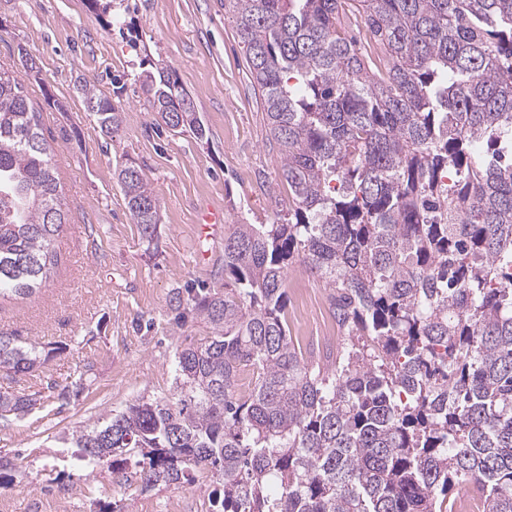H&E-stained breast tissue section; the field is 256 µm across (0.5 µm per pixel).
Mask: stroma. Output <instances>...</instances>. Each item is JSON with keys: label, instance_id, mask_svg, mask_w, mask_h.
<instances>
[{"label": "stroma", "instance_id": "35a3bbf8", "mask_svg": "<svg viewBox=\"0 0 512 512\" xmlns=\"http://www.w3.org/2000/svg\"><path fill=\"white\" fill-rule=\"evenodd\" d=\"M118 11L122 21L112 25L94 0H0V64L19 65L24 56L35 64L22 80L55 138L72 214L55 243L57 276L32 299H0V331L54 352L16 379L0 373V391L45 398L23 417L0 420V457L31 473L0 480V512H94L100 500L117 503L120 512H206L210 498L223 494L211 477L149 492L120 488L110 472L88 476L71 468L70 451L59 444L74 426L136 398L169 395L177 346L204 334L202 326L174 324L173 294L224 282V232L197 240L202 210L223 212L228 224H269L288 206L226 0H122ZM145 59L171 69L191 94L208 142L156 131L134 82ZM116 76L123 84L118 94ZM85 82L111 95L125 114L111 138L99 135L76 90ZM127 159L141 166L161 203L150 243L115 175ZM200 249L209 254L202 264ZM308 285L311 322L301 325L296 301L288 299L289 334L303 345L322 344L328 290L314 279ZM87 365L92 374L81 396L61 407L52 403L51 391L72 385ZM50 462L63 473L60 483L42 481L39 471Z\"/></svg>", "mask_w": 512, "mask_h": 512}]
</instances>
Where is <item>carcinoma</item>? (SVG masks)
<instances>
[{
	"instance_id": "cac0c4a2",
	"label": "carcinoma",
	"mask_w": 512,
	"mask_h": 512,
	"mask_svg": "<svg viewBox=\"0 0 512 512\" xmlns=\"http://www.w3.org/2000/svg\"><path fill=\"white\" fill-rule=\"evenodd\" d=\"M280 158L288 208L224 232V287L188 288L163 398L68 435L119 485L222 480V512H512V0H228ZM373 37L346 34L350 19ZM140 89L154 125L207 129L165 68ZM78 92L105 137L124 112ZM490 150L476 156L472 145ZM41 109L0 66V295L45 287L71 223ZM151 243L161 203L116 169ZM299 263L331 290L343 346L312 364L288 333ZM50 354L0 332V372ZM0 394V419L37 404Z\"/></svg>"
}]
</instances>
